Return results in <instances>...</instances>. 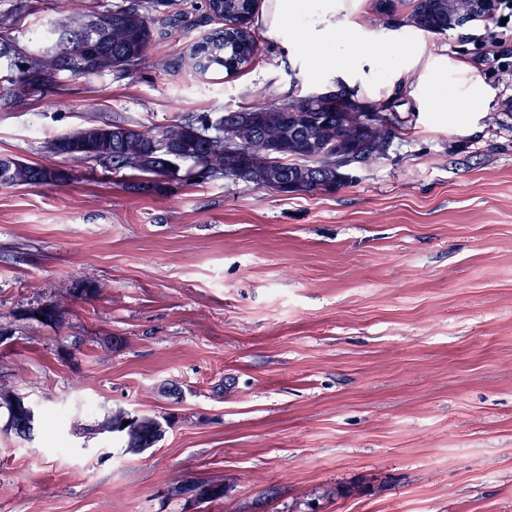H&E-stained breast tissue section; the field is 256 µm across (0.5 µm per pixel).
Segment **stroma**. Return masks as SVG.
Listing matches in <instances>:
<instances>
[{"label":"stroma","mask_w":512,"mask_h":512,"mask_svg":"<svg viewBox=\"0 0 512 512\" xmlns=\"http://www.w3.org/2000/svg\"><path fill=\"white\" fill-rule=\"evenodd\" d=\"M358 0L373 86L400 120L388 157L334 192L285 196L180 166L149 175L47 145L93 120L168 124L335 89L281 44L200 77L190 46L217 23L173 0L153 66L57 77L18 100L0 63V157L71 174L0 185V382L43 415L32 442L0 431V512H512V54L476 20L440 35ZM67 0H0V36L33 51ZM442 81L431 101L422 72ZM480 98L474 110L453 106ZM91 279L63 320L21 308ZM170 419L141 454L74 425L117 409ZM224 484L210 505L169 496Z\"/></svg>","instance_id":"35a3bbf8"}]
</instances>
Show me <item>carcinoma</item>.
Returning a JSON list of instances; mask_svg holds the SVG:
<instances>
[{
  "instance_id": "carcinoma-1",
  "label": "carcinoma",
  "mask_w": 512,
  "mask_h": 512,
  "mask_svg": "<svg viewBox=\"0 0 512 512\" xmlns=\"http://www.w3.org/2000/svg\"><path fill=\"white\" fill-rule=\"evenodd\" d=\"M169 0H125L103 13L77 8L66 22L56 25L49 45L38 53H29L9 37L0 38V58L14 60L15 82L20 89L31 88L52 92V78L61 72L73 77L102 73L96 65L99 57L110 60L109 72L124 73L150 63L147 53L156 34L154 14L161 12ZM258 0H205L209 16L220 21L189 50L190 65L204 78L221 71L234 73L252 63L259 46L249 24ZM406 22L432 34H441L470 21V0H411ZM244 117L231 121L234 134L247 147L241 163L249 170V182L259 188L276 189V183L297 185L301 192L317 190L334 192L352 183L336 172L331 159L338 152L354 156L358 166L379 160L373 142L377 138L396 137L394 117L359 104L354 94L339 88L288 103L263 102L242 110ZM374 121L370 134L361 137L349 130L361 118ZM112 139L91 143L83 148L60 136L50 143L57 155L74 160L92 159L115 170L133 169L143 174L177 179L178 172L165 167L163 159L154 156L159 142L183 162H192L201 176H222L228 160L224 156V126L208 123L207 117L186 116L164 125L132 128L115 121ZM279 159L268 165L270 156ZM56 179L55 172L40 165L0 157V185L38 186L37 179ZM101 291L93 280H84L60 289L55 298L45 301L49 310L44 322L58 323L62 318L61 303L69 298L91 297ZM129 424H124V420ZM103 432L112 433L130 453L152 448L163 438L154 417L143 414L129 419L123 409L111 412L93 427H77L74 433L90 438Z\"/></svg>"
}]
</instances>
